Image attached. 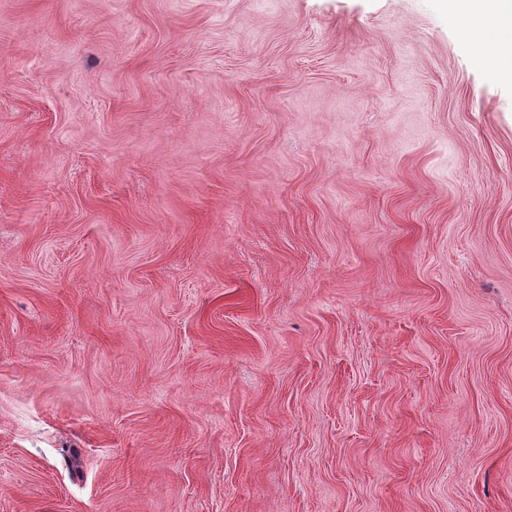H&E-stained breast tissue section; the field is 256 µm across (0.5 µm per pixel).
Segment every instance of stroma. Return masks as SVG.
<instances>
[{
  "label": "stroma",
  "mask_w": 512,
  "mask_h": 512,
  "mask_svg": "<svg viewBox=\"0 0 512 512\" xmlns=\"http://www.w3.org/2000/svg\"><path fill=\"white\" fill-rule=\"evenodd\" d=\"M0 512H512L448 0H0Z\"/></svg>",
  "instance_id": "obj_1"
}]
</instances>
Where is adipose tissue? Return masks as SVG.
<instances>
[{"mask_svg": "<svg viewBox=\"0 0 512 512\" xmlns=\"http://www.w3.org/2000/svg\"><path fill=\"white\" fill-rule=\"evenodd\" d=\"M465 23L473 56L501 79L512 81V0H450Z\"/></svg>", "mask_w": 512, "mask_h": 512, "instance_id": "ef3b65f1", "label": "adipose tissue"}]
</instances>
